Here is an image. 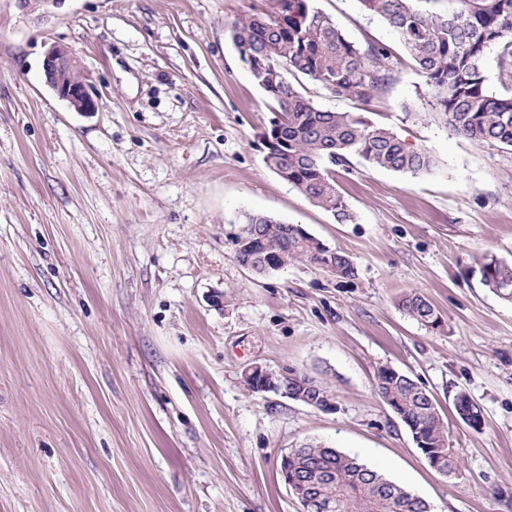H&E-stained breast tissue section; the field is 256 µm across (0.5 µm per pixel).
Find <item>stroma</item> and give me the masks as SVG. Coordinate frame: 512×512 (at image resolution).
Masks as SVG:
<instances>
[{
  "label": "stroma",
  "instance_id": "1",
  "mask_svg": "<svg viewBox=\"0 0 512 512\" xmlns=\"http://www.w3.org/2000/svg\"><path fill=\"white\" fill-rule=\"evenodd\" d=\"M262 0H0V512H301L280 473L317 440L432 512H512V304L483 288L512 261V148L435 118L396 34L357 0H317L354 41L387 45L396 81L363 111L438 160L410 178L337 168L350 224L266 167L272 104L231 41ZM67 47L100 94L74 112L42 77ZM300 225L355 275L236 260L246 215ZM410 291L440 317L398 307ZM302 372L319 411L246 383ZM418 379L460 474L433 470L377 395L380 368ZM481 430L456 414L457 392ZM476 272L482 286L501 300L512 302V263L487 255ZM399 307L421 327L436 328L439 317L433 305L422 295L416 292L405 294L399 301ZM454 403L455 411L458 417L470 428L479 430L477 425L484 424V418L481 407L472 400L465 392H459Z\"/></svg>",
  "mask_w": 512,
  "mask_h": 512
}]
</instances>
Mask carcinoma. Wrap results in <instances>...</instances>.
Segmentation results:
<instances>
[{
	"mask_svg": "<svg viewBox=\"0 0 512 512\" xmlns=\"http://www.w3.org/2000/svg\"><path fill=\"white\" fill-rule=\"evenodd\" d=\"M358 2L398 35L425 80L432 107L455 135L512 147V96L492 91L484 76V57L491 46L512 56V0H456L451 11L439 7L442 0ZM231 36L234 46L249 56L245 64L253 82L280 114L277 127L268 129L273 147L264 163L273 172L288 173V185L337 223L355 220L334 180L335 168L349 158L412 178L436 165L428 149L407 143L361 113L324 110L292 82L305 76L330 97L367 103L396 80L391 50L372 41L349 40L316 0H266L261 11L234 23ZM245 224L257 227L255 255L286 252L293 262L310 260L324 268L332 262L338 277L354 274L352 260L342 252L317 259L321 249L299 229L260 214L246 215ZM477 273L484 288L512 302V263L487 255ZM399 307L426 329L438 324L433 305L416 292L404 295ZM376 391L403 404L402 423L411 435L423 434L435 455V471L458 474L459 460L448 447L433 395L392 367L380 369ZM454 408L474 430L484 422L481 407L464 392L458 393ZM288 475L298 480L301 498L324 500L331 505L329 512H431L421 497L359 459L320 443L290 449Z\"/></svg>",
	"mask_w": 512,
	"mask_h": 512,
	"instance_id": "1",
	"label": "carcinoma"
}]
</instances>
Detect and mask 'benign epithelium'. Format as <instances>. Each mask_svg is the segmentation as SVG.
Returning a JSON list of instances; mask_svg holds the SVG:
<instances>
[{
    "instance_id": "1",
    "label": "benign epithelium",
    "mask_w": 512,
    "mask_h": 512,
    "mask_svg": "<svg viewBox=\"0 0 512 512\" xmlns=\"http://www.w3.org/2000/svg\"><path fill=\"white\" fill-rule=\"evenodd\" d=\"M43 74L46 85L74 111L86 114L98 111L100 101L96 91L83 78L77 60L65 47L54 45L48 50L43 61ZM239 264L253 272L259 269L269 273L287 267L289 261L287 255L278 254L258 265L248 259L239 261ZM295 376L294 372L280 374L272 370L255 368L246 375V382L254 392L282 394L313 409L331 410L335 407L331 396L319 404L310 399L303 389L289 391L288 379Z\"/></svg>"
}]
</instances>
